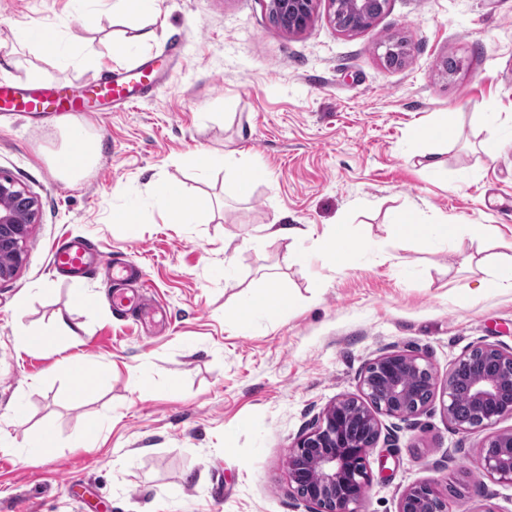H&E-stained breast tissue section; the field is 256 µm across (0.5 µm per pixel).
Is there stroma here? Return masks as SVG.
Listing matches in <instances>:
<instances>
[{"mask_svg":"<svg viewBox=\"0 0 512 512\" xmlns=\"http://www.w3.org/2000/svg\"><path fill=\"white\" fill-rule=\"evenodd\" d=\"M163 9L156 42L133 61H159L165 79L154 96L88 123L95 162L81 178L50 160L63 120L0 113V170L40 206L24 266L0 281V512H307L288 450L329 404L360 396L377 357L419 354L443 382L476 347L512 351V290L485 285L489 258L512 251V0H389L353 35L336 30L326 0L298 33L274 24L265 0ZM144 24L116 0H0L1 45L12 46L13 29L45 26L69 51L90 40L102 52L74 65L26 49L0 76L24 83L35 67L43 81L81 86L115 70L113 40ZM390 37L409 45L398 68L383 60ZM176 39L179 59L167 55ZM448 111L453 141L411 142L412 129ZM488 139L495 154L482 150ZM201 151L215 158L203 173L187 163ZM243 167L263 172L245 197ZM168 183L212 208L168 223ZM127 206L135 224L113 223ZM400 209L460 231L448 244L397 241L388 226ZM273 223L306 234L266 236ZM340 223L351 229L347 267L316 246ZM63 237L141 264L163 330L147 336L116 316L107 271L58 274L50 247ZM270 277L293 307L238 325L249 291ZM80 289L95 308L75 302ZM61 322L76 332L80 368L100 376L79 399L57 352ZM23 329L46 333L45 344L25 348ZM380 428L359 512H398L421 483L448 490V512H512V484L480 471L487 430H458L441 397L417 417H381ZM46 431L53 447H37ZM75 476L81 487L67 489Z\"/></svg>","mask_w":512,"mask_h":512,"instance_id":"1","label":"stroma"}]
</instances>
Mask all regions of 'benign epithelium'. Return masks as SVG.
Here are the masks:
<instances>
[{
	"label": "benign epithelium",
	"mask_w": 512,
	"mask_h": 512,
	"mask_svg": "<svg viewBox=\"0 0 512 512\" xmlns=\"http://www.w3.org/2000/svg\"><path fill=\"white\" fill-rule=\"evenodd\" d=\"M319 0H267L269 13L289 33L307 28ZM332 21L344 34L370 26L388 0H328ZM0 198L17 206L0 209V280L13 278L27 259L26 242L38 223L37 199L13 177L0 171ZM423 375L430 390L437 381L431 363L418 354L385 353L377 357L361 377L360 398H342L327 407L312 429L288 450V475L294 494L310 512H358L364 489L370 482L366 459L369 448L358 430L380 435L378 415L411 418L428 402L419 401L405 383L407 375ZM465 379L467 394L485 414L475 421L456 417L458 381ZM448 419L461 430L488 429L512 417V351L484 345L461 357L448 372L441 392ZM480 469L487 479L512 483V432L487 437L480 450ZM448 497L434 485L409 488L401 497L399 512H447Z\"/></svg>",
	"instance_id": "benign-epithelium-1"
}]
</instances>
